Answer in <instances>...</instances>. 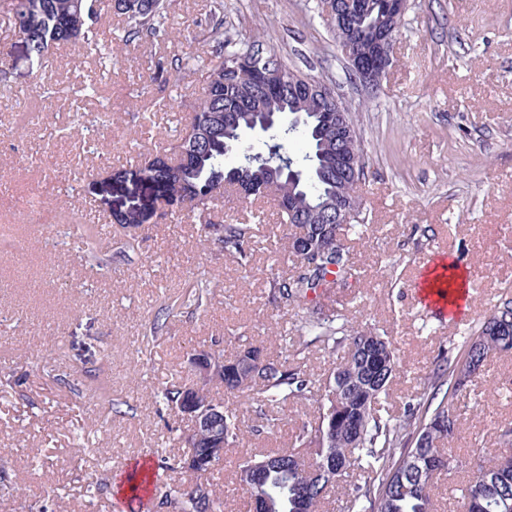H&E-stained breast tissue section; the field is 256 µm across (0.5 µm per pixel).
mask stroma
I'll use <instances>...</instances> for the list:
<instances>
[{
    "label": "stroma",
    "mask_w": 512,
    "mask_h": 512,
    "mask_svg": "<svg viewBox=\"0 0 512 512\" xmlns=\"http://www.w3.org/2000/svg\"><path fill=\"white\" fill-rule=\"evenodd\" d=\"M13 0H0V512H125L116 480L146 462L169 481L161 456L180 454L175 421L148 397L189 375L188 357L240 338L279 354L302 314L275 306L270 280L291 270L279 255L272 204L225 191L214 223L251 224L240 264L202 240L182 204L145 198L139 225L118 223L111 176L173 143L201 93L197 68L215 64L207 40L214 0H169L163 42L128 47L94 97L97 63L80 46L48 68L26 56ZM224 36L260 42L299 74L324 81L352 112L365 152L359 188L368 226L350 243L359 281L339 309L391 336L407 365L386 399L404 412L437 359L455 352L501 300L512 298V0H408L393 62L377 90L352 75L317 0H223ZM190 57L177 86L151 74L160 57ZM447 255L466 272L461 319L428 312L415 293L426 263ZM209 283L200 309L149 330L161 304ZM512 355L488 359L461 406L454 448L467 466L437 481L436 512H459L456 491L481 455L503 449L512 425ZM90 445L82 453L80 439ZM107 448L110 459L99 451Z\"/></svg>",
    "instance_id": "obj_1"
}]
</instances>
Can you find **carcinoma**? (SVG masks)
<instances>
[{
	"label": "carcinoma",
	"mask_w": 512,
	"mask_h": 512,
	"mask_svg": "<svg viewBox=\"0 0 512 512\" xmlns=\"http://www.w3.org/2000/svg\"><path fill=\"white\" fill-rule=\"evenodd\" d=\"M385 7V0H363L362 12L354 17L363 42H369L372 28L385 17ZM106 8L124 16L126 44L166 34L168 0H15L14 15L28 53L37 62L66 44L78 43L103 60V82L111 78L119 54L112 48V35L97 28ZM208 38L224 50L223 58L201 71V97L172 144L177 153L190 154V160L169 165L157 156L141 165L139 179L156 196L199 213L198 236L244 262L251 256L253 225L214 224L206 218L209 206L226 181L248 189L244 199L251 203L273 200L286 228L285 252H291V240L299 236L316 242L289 275L270 282L275 298L306 310L294 324L297 352L315 345L330 358L341 353L330 375L320 379L276 357L254 364L238 355L224 362L223 376L201 387V400L216 410L215 424L226 450L251 436L273 432L279 426L276 410L290 402L305 400L315 407L291 448L241 457L230 481L244 486L251 464L265 461L270 512H320L328 479L315 475L313 462L334 461L336 479L358 476L347 509L434 512L435 478L444 474L451 481L465 467L463 457L449 448L459 435L457 403L484 375L488 358L512 352V299L495 305L477 330L461 338L456 356L442 357L420 380L404 415L383 414L382 398L405 373L399 348L391 337L366 324L355 325L321 303L322 291L344 286L359 273L343 242L344 231L358 225L309 223L326 204L358 192L364 175L353 181L337 173L338 145L325 132V113L299 90L300 74L280 60L277 69H266L268 54L256 43L238 50L224 42V18L218 13ZM185 68L178 58L167 67L160 62L157 79L175 86ZM226 112L234 113L229 123L224 122ZM267 120L272 125L263 147L240 153V136ZM293 137L305 142L304 154L288 152L286 144ZM213 384L241 397L255 413L254 423L245 424L240 407L214 400L209 390ZM185 389L182 384L166 386L153 398L178 414ZM212 435L208 430L191 440L180 436L181 458L162 462L166 470L182 475L181 483L161 485L146 476L130 487L129 503L142 501V491L151 485V512H224V491L211 481L214 473L224 471V457L204 459L201 474L183 466L187 455H204ZM499 440L508 450L485 457L460 489L463 512H512V428L500 430ZM200 481L206 482V495L190 496L187 488Z\"/></svg>",
	"instance_id": "cac0c4a2"
}]
</instances>
